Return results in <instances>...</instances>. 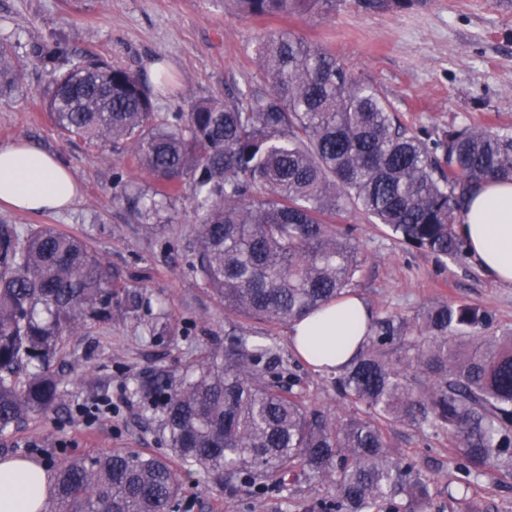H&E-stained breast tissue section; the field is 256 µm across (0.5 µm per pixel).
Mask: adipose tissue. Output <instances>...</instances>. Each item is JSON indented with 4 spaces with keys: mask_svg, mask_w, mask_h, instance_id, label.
<instances>
[{
    "mask_svg": "<svg viewBox=\"0 0 512 512\" xmlns=\"http://www.w3.org/2000/svg\"><path fill=\"white\" fill-rule=\"evenodd\" d=\"M78 185L59 156L26 141L0 144V202L29 213L69 209ZM458 234L493 281L512 285V181L480 184L469 197ZM370 309L356 295L292 325L291 346L316 369L346 364L367 336ZM50 475L31 458L0 459V512H44Z\"/></svg>",
    "mask_w": 512,
    "mask_h": 512,
    "instance_id": "ef3b65f1",
    "label": "adipose tissue"
}]
</instances>
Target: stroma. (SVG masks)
Masks as SVG:
<instances>
[{
	"label": "stroma",
	"instance_id": "stroma-1",
	"mask_svg": "<svg viewBox=\"0 0 512 512\" xmlns=\"http://www.w3.org/2000/svg\"><path fill=\"white\" fill-rule=\"evenodd\" d=\"M269 29L334 54L379 89L409 132L512 125V0H410L380 12L336 0L335 9L285 20L245 17L229 0H0V43L26 64L22 92L0 100V144L23 140L57 154L80 191L61 214L0 205V222L50 224L84 237L124 283L112 297L110 321L67 337L53 364L62 401L0 432V457H31L50 467L113 451L170 455L164 399L140 386L157 375L179 384L189 366L231 333L263 337L279 360L276 373L297 375L313 408L342 414L327 374L293 352L289 325L230 314L196 275L198 226L187 196L173 198L144 225L117 185L123 179L147 192L154 188L131 153L60 138L43 99L51 77L35 57L38 47L61 40L75 60L97 55L147 75L164 68L172 89L154 98L163 120L202 100L264 92L256 46ZM339 222L354 226L367 256L355 292L373 313L413 315L438 301L467 302L490 311L496 327H512V286L494 283L471 256L439 258L404 244L355 208ZM135 296L140 305H132ZM387 435L394 453L439 485L453 481L447 436L401 424ZM176 475L184 512H305L324 493L313 481L293 496L277 488L258 495L248 487L230 494L202 468L180 467ZM471 495L482 512H512V477L493 473Z\"/></svg>",
	"mask_w": 512,
	"mask_h": 512
}]
</instances>
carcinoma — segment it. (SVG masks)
<instances>
[{
    "mask_svg": "<svg viewBox=\"0 0 512 512\" xmlns=\"http://www.w3.org/2000/svg\"><path fill=\"white\" fill-rule=\"evenodd\" d=\"M252 18L331 9L336 0H232ZM268 87L248 103L200 101L156 121L150 83L107 60L73 62L45 45L46 105L57 132L131 147L157 188L150 220L192 188L195 269L239 316L289 324L350 294L366 256L331 221L357 207L437 256L466 250L456 224L472 188L512 180V126L465 127L426 141L396 123L376 88L286 31L257 47ZM24 63L0 43V99L22 88ZM117 274L83 239L48 225L0 224V431L61 399L50 363L79 326L112 317ZM469 303L437 302L412 317L374 316L352 361L328 372L349 407L331 419L301 380L280 384L267 344L228 336L165 397L163 429L179 461L232 494L321 483L319 512H432L512 468V328ZM448 435L456 485L440 487L393 456L385 427ZM48 512H165L181 486L171 461L146 452L59 463Z\"/></svg>",
    "mask_w": 512,
    "mask_h": 512,
    "instance_id": "1",
    "label": "carcinoma"
}]
</instances>
